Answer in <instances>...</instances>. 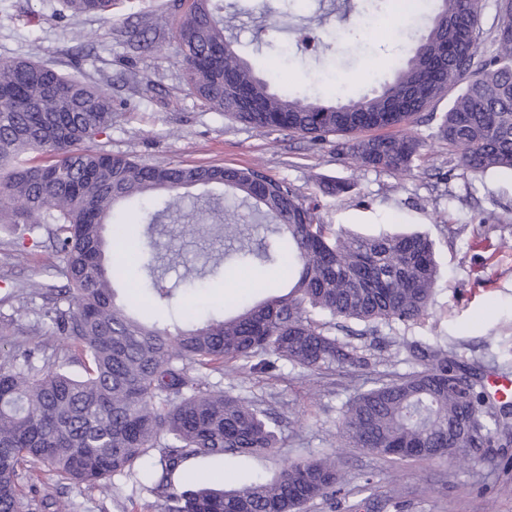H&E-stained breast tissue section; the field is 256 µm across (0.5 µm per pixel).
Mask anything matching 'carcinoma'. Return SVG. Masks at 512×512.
<instances>
[{"label":"carcinoma","instance_id":"1","mask_svg":"<svg viewBox=\"0 0 512 512\" xmlns=\"http://www.w3.org/2000/svg\"><path fill=\"white\" fill-rule=\"evenodd\" d=\"M115 4L64 0L67 10L107 22ZM480 14V0H437L427 34L395 63L391 80L343 103L276 90L237 52L223 0H192L173 37L187 89L209 108L261 132L287 130L314 142L349 136L358 166L380 171L414 169L419 141L399 128L461 83L440 117L439 137L470 172L512 171V0H496L485 53L477 44ZM117 117L112 94L97 83L28 58L0 61V224L45 228L66 281L31 291L44 301L32 330L59 340L52 363L0 352V512L31 508L20 479L32 465L74 489L139 474L160 512H303L317 499H335L328 457L292 461L277 478L236 490L176 484L198 456L279 447L258 401L207 385L199 370L361 362L358 347L336 337V321L372 331L426 318L438 278L432 242L417 233L337 230L291 183L258 167L150 165L90 146ZM372 129L384 134L360 137ZM211 184L273 224L255 237L213 206L189 218L186 232L236 242L239 262L276 267L289 291L244 304L230 318L200 319L193 302H182L186 327L171 331L147 310L196 293L212 271L185 278L181 289L168 285L169 249L158 227L182 217V189ZM132 200L142 212L114 221L116 208ZM131 264L148 284L124 289L119 300L115 285L127 284ZM27 315L25 305L15 307L0 322V340L23 329ZM414 349L421 370L350 399L339 437L395 463L446 455L475 464L508 431L512 404L495 407L447 350ZM74 362L82 375L69 371ZM154 451L153 467L137 472Z\"/></svg>","mask_w":512,"mask_h":512}]
</instances>
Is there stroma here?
<instances>
[{"instance_id":"stroma-1","label":"stroma","mask_w":512,"mask_h":512,"mask_svg":"<svg viewBox=\"0 0 512 512\" xmlns=\"http://www.w3.org/2000/svg\"><path fill=\"white\" fill-rule=\"evenodd\" d=\"M394 0H224L237 50L271 76L278 89L294 91L316 78L335 76L344 95L358 97L390 78L402 53L378 32L376 20L394 16ZM179 0H123L111 22L75 17L61 0H0V60L31 57L104 82L119 116L94 145L155 164L260 166L316 199L326 223L361 236L420 231L434 243L441 274L430 315L409 324L379 325L376 332L339 339L360 347L364 363L309 371L280 363L270 373L205 372L210 385L264 401L279 420L280 446L249 456H199L185 474L227 489L276 478L288 462L332 456L344 490L335 504L315 501L307 512H512V442H493L473 468L441 457L397 464L365 448L341 446L338 424L346 402L378 380L418 370L407 343L448 350L482 379L512 377V174H475L436 134V125L407 126L420 143L418 166L396 175L359 167L342 137L311 144L299 135L259 132L210 110L184 83L179 49L171 33ZM341 33L336 51L304 47L309 33ZM346 183L330 195L326 185ZM60 260L45 229L17 237L0 224L2 298L22 286L48 280ZM278 283L274 267H246L231 277H210L200 294L212 311L234 313L236 301L264 299ZM373 489H366V481ZM38 498L82 503L83 512H157L155 497L118 478L113 489H69L42 473Z\"/></svg>"}]
</instances>
